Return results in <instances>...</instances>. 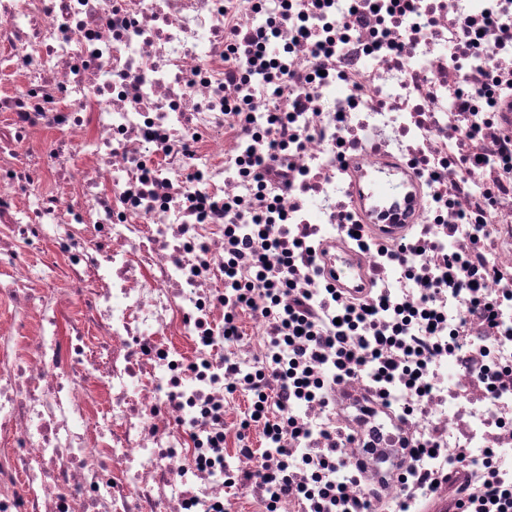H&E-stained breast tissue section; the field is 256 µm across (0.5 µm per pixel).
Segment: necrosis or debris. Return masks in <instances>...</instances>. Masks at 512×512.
Segmentation results:
<instances>
[{"mask_svg": "<svg viewBox=\"0 0 512 512\" xmlns=\"http://www.w3.org/2000/svg\"><path fill=\"white\" fill-rule=\"evenodd\" d=\"M365 1L0 0V512H227L226 477L259 462L225 416L269 356L263 324L224 339L243 314L228 234L270 211L333 260L338 209L372 223L352 189L375 181L412 208L351 247L377 272L378 335L402 342L387 358L427 345L422 381L360 401L369 356L331 406L243 417L288 418L292 454L339 429L351 457L427 438L416 471L461 453L471 488L512 485V0ZM464 27L479 39L456 64ZM474 273L494 321L471 309ZM420 303L435 332L402 324Z\"/></svg>", "mask_w": 512, "mask_h": 512, "instance_id": "4bbe7bcc", "label": "necrosis or debris"}]
</instances>
